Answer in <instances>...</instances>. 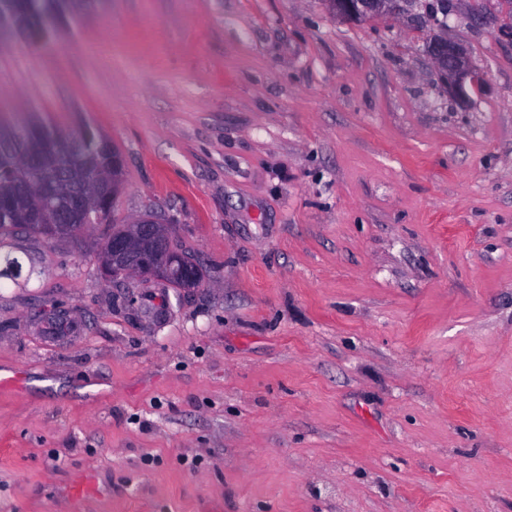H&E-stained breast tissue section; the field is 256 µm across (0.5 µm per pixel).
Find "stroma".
Here are the masks:
<instances>
[{
    "mask_svg": "<svg viewBox=\"0 0 512 512\" xmlns=\"http://www.w3.org/2000/svg\"><path fill=\"white\" fill-rule=\"evenodd\" d=\"M0 29V116L92 127L112 215L197 288L103 278L110 226L0 238V512H512V29L498 0H93ZM481 88L450 97L431 38ZM64 312L70 331L47 316ZM396 1L399 0H325L337 18L354 23L390 13ZM167 249L176 259L170 280L167 282L168 286L172 288L198 287L202 280V275L195 259L178 242H173Z\"/></svg>",
    "mask_w": 512,
    "mask_h": 512,
    "instance_id": "stroma-1",
    "label": "stroma"
}]
</instances>
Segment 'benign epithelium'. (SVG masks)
Segmentation results:
<instances>
[{"label": "benign epithelium", "mask_w": 512, "mask_h": 512, "mask_svg": "<svg viewBox=\"0 0 512 512\" xmlns=\"http://www.w3.org/2000/svg\"><path fill=\"white\" fill-rule=\"evenodd\" d=\"M329 10L339 19L360 23L370 18L390 13L396 0H325ZM427 52L432 58L440 79L449 93L464 100L468 97L467 88L475 87L478 78L472 70L468 56L462 46L451 43L446 38L430 40ZM124 163L112 160V191L104 200L103 208L112 210L116 202L123 179ZM173 236L168 225L156 216L148 215L127 223L118 236L112 239L107 253L101 257L100 265L104 273L130 276H142L164 281L167 279L166 265L156 259L146 261L141 267L131 265L133 256L143 253L150 245H167Z\"/></svg>", "instance_id": "7a95c632"}]
</instances>
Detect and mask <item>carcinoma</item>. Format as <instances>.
<instances>
[{
	"label": "carcinoma",
	"instance_id": "1",
	"mask_svg": "<svg viewBox=\"0 0 512 512\" xmlns=\"http://www.w3.org/2000/svg\"><path fill=\"white\" fill-rule=\"evenodd\" d=\"M74 0H0V26H16L27 36L41 34L57 23L65 21ZM120 157L117 149L90 127L77 135H69L56 125L31 113L21 125L0 124V195L27 205L32 211L42 206L46 194H54L63 205L76 192H83L92 203L108 185L104 180L88 188L76 181L72 171L85 164H94L106 170L112 167V158ZM31 158L39 164V182H12L7 177L8 167ZM24 227L35 233L54 236L50 224H17L15 213L0 211V237ZM175 264L168 281L172 288H195L202 275L195 259L182 245L175 242L168 247Z\"/></svg>",
	"mask_w": 512,
	"mask_h": 512
}]
</instances>
